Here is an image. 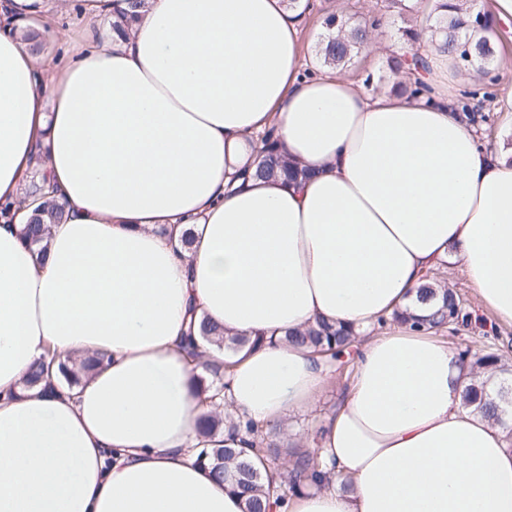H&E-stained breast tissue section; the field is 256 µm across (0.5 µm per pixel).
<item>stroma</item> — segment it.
Masks as SVG:
<instances>
[{"instance_id":"obj_1","label":"stroma","mask_w":512,"mask_h":512,"mask_svg":"<svg viewBox=\"0 0 512 512\" xmlns=\"http://www.w3.org/2000/svg\"><path fill=\"white\" fill-rule=\"evenodd\" d=\"M336 11L354 18L376 17L381 21V35L386 42L383 53L377 55L362 51L353 66L346 70L347 75L363 85L365 90L395 91L396 85L390 71V60L395 52L416 51L425 56L430 53L429 46L411 41L409 34L434 24L433 13H399L387 9L386 0H309V7L302 15L300 26V49L304 62L316 64V51L327 34L324 19ZM494 31L498 36L495 43L496 58L485 75L471 78L464 63L459 60L449 61L447 70L439 74L443 87L455 105L463 104L465 91L484 87L491 92V99L484 101L482 109L487 121L477 129L482 144L488 147L494 146L497 138L507 131L502 101L512 93V24L495 21ZM437 278L458 293L466 312L471 316L470 326H459L443 333V341L459 352L466 349L496 350L503 364L512 365V325L498 322L477 292L468 287L458 264L451 262L443 265ZM346 376V371H335L323 399L314 409L293 416L288 427L280 430V440L286 442L293 437L304 438L318 418L333 407Z\"/></svg>"}]
</instances>
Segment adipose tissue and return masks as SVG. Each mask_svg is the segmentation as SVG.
<instances>
[{
    "label": "adipose tissue",
    "mask_w": 512,
    "mask_h": 512,
    "mask_svg": "<svg viewBox=\"0 0 512 512\" xmlns=\"http://www.w3.org/2000/svg\"><path fill=\"white\" fill-rule=\"evenodd\" d=\"M121 7L85 0L75 34L65 0H0V512H243L193 462L216 408L183 349L193 311L248 339L223 403L262 426L329 383L288 333L362 336L302 441L330 481L275 512H512V422L465 407L471 369L395 319L456 262L512 325V146L485 150L440 85L306 73L288 0H146L106 32ZM269 129L308 179H242ZM36 169L67 208L40 255ZM49 350L74 389L25 387Z\"/></svg>",
    "instance_id": "ef3b65f1"
}]
</instances>
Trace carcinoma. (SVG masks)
<instances>
[{
    "mask_svg": "<svg viewBox=\"0 0 512 512\" xmlns=\"http://www.w3.org/2000/svg\"><path fill=\"white\" fill-rule=\"evenodd\" d=\"M122 2L125 8L117 13L116 24L112 25L114 30L120 29L125 22L129 21L144 0H122ZM446 8L448 12L440 15V25L436 31L437 50L466 62L474 73L486 71L495 58L492 21L488 20L485 26L477 28L471 25L474 15L472 7H465L456 2L446 4ZM325 25L329 33L319 47L318 61L332 69L349 66L354 57L372 40L373 23L366 20L358 22L350 17L331 14L326 18ZM418 67L427 69V60L423 57L417 59L413 55H403L394 60L392 73L396 77L411 81V94L424 96L430 93L429 87L412 78L413 70ZM258 144L264 160L256 176L282 177L288 181H297L308 175L307 170L290 165L289 161L282 157L273 132L267 131L259 135ZM27 196L43 199V202L34 210L33 217L23 232L27 243L41 254L44 250L43 242L48 225L62 222L65 206L54 198V191L47 184L46 177L38 171L28 183ZM439 290L442 291V305L431 318L424 320L403 316L400 321L410 320L416 326L426 322L443 326L447 323L465 321L467 313L464 312L458 294L446 287ZM439 290L430 285L424 286L420 289L419 298L427 302L436 297ZM356 339L357 336L352 330L327 320L318 321L315 326L304 332L286 336L289 342L300 345L311 344L319 348L336 363L341 361L344 352L351 348ZM205 344L235 353L246 344V339L224 337L221 328L205 318L199 322L190 321L185 351L189 356L198 358L200 357L198 350ZM461 356L477 369L503 371L501 359L495 352L473 354L465 350ZM198 366L209 376L207 384L204 383V377H198L203 389L207 390L222 380L225 363L210 360L200 362ZM463 403L495 423L503 421L502 412L507 408L506 395L498 390L490 391L486 381L471 384L463 393ZM221 425L228 428L232 434L244 431L253 436L250 447L226 448L217 445L213 448H201L196 457V463L209 467L215 478L240 492L245 498V512H266V509L272 506L270 502L272 497L276 498L277 503H284L285 496L280 493V489L285 483L292 489L301 486L306 479L321 483V475L317 469L319 449L309 448L296 455L292 469L285 472L281 470L279 452L272 440V437L277 434V426L269 425L262 429L251 421L236 420L228 414L222 420L208 415L199 423L201 442L212 441V437Z\"/></svg>",
    "mask_w": 512,
    "mask_h": 512,
    "instance_id": "obj_1",
    "label": "carcinoma"
}]
</instances>
